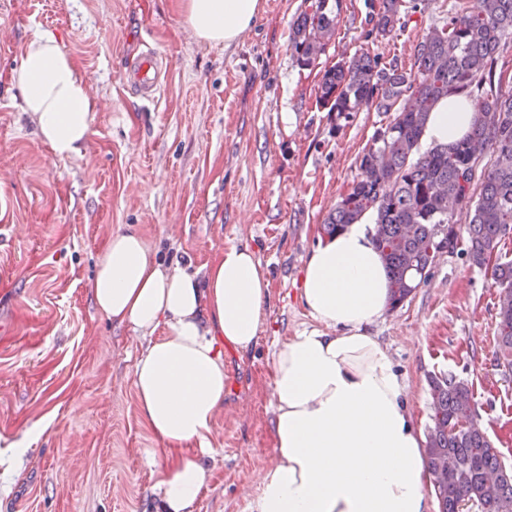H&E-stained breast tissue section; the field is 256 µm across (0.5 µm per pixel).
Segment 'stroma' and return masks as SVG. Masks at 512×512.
<instances>
[{
	"mask_svg": "<svg viewBox=\"0 0 512 512\" xmlns=\"http://www.w3.org/2000/svg\"><path fill=\"white\" fill-rule=\"evenodd\" d=\"M177 2L0 0V512H156L167 452L137 406L140 342L89 292L109 236L128 225L194 271L219 249L249 246L271 282L257 345L224 351V408L205 456L214 478L196 508L256 512L275 458L273 358L315 325L298 298L303 263L391 119L369 107L337 120L317 101L322 75L361 49L411 69L417 44L448 18V0H404L401 26L381 36L374 0H342L325 53L303 68L293 24L314 0H261L254 26L227 47L194 39ZM40 31L77 59L98 101L80 157L53 158L9 84ZM147 49L170 64L154 103L129 84V57ZM467 249L459 238L368 331L404 377L420 429L430 376L455 375L511 469L499 290Z\"/></svg>",
	"mask_w": 512,
	"mask_h": 512,
	"instance_id": "35a3bbf8",
	"label": "stroma"
}]
</instances>
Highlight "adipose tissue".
<instances>
[{"label": "adipose tissue", "instance_id": "adipose-tissue-1", "mask_svg": "<svg viewBox=\"0 0 512 512\" xmlns=\"http://www.w3.org/2000/svg\"><path fill=\"white\" fill-rule=\"evenodd\" d=\"M199 41L233 43L261 0H180ZM9 81L42 142L59 159L81 155L97 103L89 80L53 33L38 32ZM477 101L448 95L424 138L452 144L471 130ZM96 310L144 341L133 368L139 412L168 457L153 486L159 512H195L213 472L201 456L224 403V350L258 342L270 281L247 246L220 250L201 270L165 261L141 231L109 237L90 282ZM299 298L314 328L275 353V463L257 512H431L424 439L407 385L366 328L389 303L384 260L371 225L319 241L303 267Z\"/></svg>", "mask_w": 512, "mask_h": 512}]
</instances>
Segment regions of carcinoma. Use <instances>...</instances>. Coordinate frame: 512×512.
Returning <instances> with one entry per match:
<instances>
[{"label": "carcinoma", "instance_id": "obj_1", "mask_svg": "<svg viewBox=\"0 0 512 512\" xmlns=\"http://www.w3.org/2000/svg\"><path fill=\"white\" fill-rule=\"evenodd\" d=\"M403 0H380L375 30L401 20ZM341 16V0H317L294 24L292 47L302 67L315 65ZM512 39V0H453L448 20L428 32L415 54V70L386 68L362 52L325 71L318 101L336 118L360 105L394 113L359 160L351 189L324 224L331 235L367 212L376 214L375 241L386 257L395 309L435 264L437 251L459 239L456 213L469 210L467 255L491 267L493 285L512 294V259L499 250L512 234V91L500 88L506 66L500 48ZM478 90L491 98L466 138L419 152L430 112L450 93ZM492 141L496 155L484 158ZM500 366L512 372V304H499ZM432 425L426 437L430 472L448 465V481L433 487L439 512H460L465 499L478 512H512V472L494 496L482 492L486 474L504 469L499 452L477 422L469 385L453 375L430 378Z\"/></svg>", "mask_w": 512, "mask_h": 512}]
</instances>
